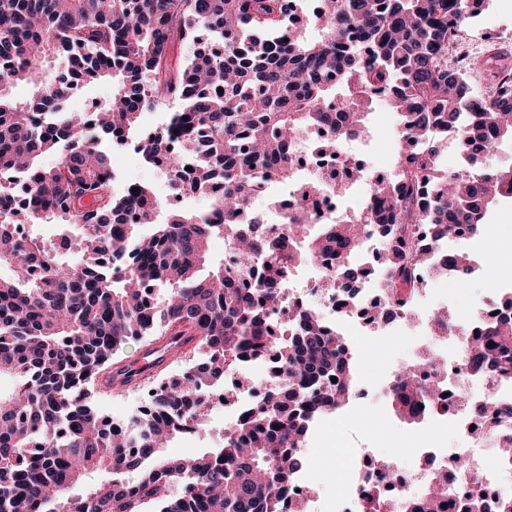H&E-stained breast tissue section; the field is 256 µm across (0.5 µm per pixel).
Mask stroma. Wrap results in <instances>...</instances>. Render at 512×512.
I'll return each instance as SVG.
<instances>
[{
	"mask_svg": "<svg viewBox=\"0 0 512 512\" xmlns=\"http://www.w3.org/2000/svg\"><path fill=\"white\" fill-rule=\"evenodd\" d=\"M466 29L469 38L476 43V59L497 53L512 63V0H485L479 14L469 19ZM367 124L371 131L369 142L349 144L348 150L366 159L372 169L387 168L400 146L398 116L390 111L387 103L376 101L368 109ZM110 155L119 182L136 179L150 184L158 198H166L165 180L139 157L115 147L111 148ZM496 237L512 238L511 200L499 202L489 215L485 232L462 245L463 250L480 259V268L472 274L439 276L429 280L425 294L418 300L422 309L428 311L437 306L444 307L454 317L467 303H499L504 295L501 271L506 263L504 258L495 257L490 247ZM422 341V336L413 330L383 337L379 332L368 329L353 336L351 351L358 377L378 381L391 378L395 371L415 360ZM152 389V384L148 383L121 393L97 390L93 393V402L104 415L123 419L134 406L145 403ZM338 420L340 432L371 448L375 457H387L393 449L400 448L404 451L403 465H412L416 439L413 433L400 429L390 401L383 398L368 404L351 401ZM225 424L223 409L214 408L201 434L191 439L172 440L167 451L172 455L189 456L217 447Z\"/></svg>",
	"mask_w": 512,
	"mask_h": 512,
	"instance_id": "obj_1",
	"label": "stroma"
}]
</instances>
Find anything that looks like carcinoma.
Returning a JSON list of instances; mask_svg holds the SVG:
<instances>
[{"mask_svg": "<svg viewBox=\"0 0 512 512\" xmlns=\"http://www.w3.org/2000/svg\"><path fill=\"white\" fill-rule=\"evenodd\" d=\"M290 0H0V172L28 179V224H54L75 245L73 264L54 242L20 235L0 212V512H279L300 468L293 453L311 420L352 399L355 368L341 336L314 312L287 327L266 313L298 266L336 255V287L367 274L353 264L369 239L398 238L385 261L391 286L411 285L410 268L471 269L468 253L436 263L431 249L466 225L486 226L489 207L512 196V167L485 155L512 138V65L483 62L490 90L474 96L467 71L448 68L454 26L483 0H323L313 23L279 41ZM192 52L174 60L175 46ZM55 78H41L46 64ZM112 82L93 112L55 110L72 75ZM17 83L31 87L13 100ZM223 92H218V89ZM385 93L400 119L397 181L374 180L370 213L309 232L288 225L295 247L245 233L239 216L264 186L289 185L303 135L327 130L324 149L367 138L366 109ZM176 102L169 124L143 148L173 169L196 157L203 177L221 174L214 205L224 223L186 209L162 210L153 189L115 187L105 142L139 139L142 114ZM188 120H183V117ZM179 133H173V130ZM470 153L455 172L438 167V138ZM45 155L54 163L42 164ZM426 224L430 248L408 240ZM224 235L235 261L203 273L210 239ZM498 324L469 348L473 373L512 378V291ZM192 336L202 355L191 373L162 382L152 409L125 430L90 402V386L131 339ZM278 359L288 382L258 396L243 422L202 455L173 457L167 442L208 412V386L244 357ZM336 378L324 389L320 381ZM424 398L414 368L396 373L394 412L412 419ZM279 429H273V426ZM135 448L130 454L127 449Z\"/></svg>", "mask_w": 512, "mask_h": 512, "instance_id": "cac0c4a2", "label": "carcinoma"}]
</instances>
